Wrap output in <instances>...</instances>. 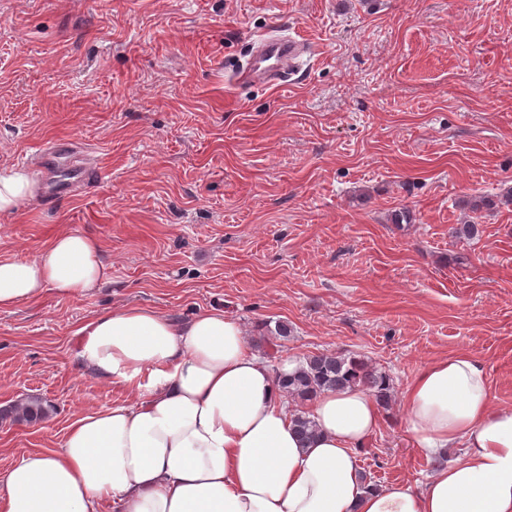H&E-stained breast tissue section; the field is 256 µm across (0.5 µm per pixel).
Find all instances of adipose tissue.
<instances>
[{"label": "adipose tissue", "instance_id": "adipose-tissue-1", "mask_svg": "<svg viewBox=\"0 0 512 512\" xmlns=\"http://www.w3.org/2000/svg\"><path fill=\"white\" fill-rule=\"evenodd\" d=\"M99 239L78 229L33 257L0 250V310L54 292L80 298L108 280ZM78 356L130 401L76 417L59 450L32 452L0 478V512H512V407L495 405L481 361L418 371L403 425L424 455L464 457L414 486L364 482L356 454L380 409L359 388L307 404L302 442L276 372L243 328L212 309L178 324L154 309L95 312Z\"/></svg>", "mask_w": 512, "mask_h": 512}]
</instances>
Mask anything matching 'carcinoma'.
I'll return each instance as SVG.
<instances>
[{"label": "carcinoma", "mask_w": 512, "mask_h": 512, "mask_svg": "<svg viewBox=\"0 0 512 512\" xmlns=\"http://www.w3.org/2000/svg\"><path fill=\"white\" fill-rule=\"evenodd\" d=\"M512 203V189L496 198L480 196L472 200L474 209H492L499 204ZM278 382L287 395L300 402L311 400L321 391L360 387L375 396L382 404H388L392 394L390 376L354 354L319 353L308 355L297 363L289 374H282ZM46 416L42 402L35 399L17 402L0 410V419L36 423Z\"/></svg>", "instance_id": "1"}]
</instances>
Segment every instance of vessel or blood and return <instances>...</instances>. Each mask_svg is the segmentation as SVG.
<instances>
[{
	"label": "vessel or blood",
	"instance_id": "b4317fda",
	"mask_svg": "<svg viewBox=\"0 0 512 512\" xmlns=\"http://www.w3.org/2000/svg\"><path fill=\"white\" fill-rule=\"evenodd\" d=\"M309 51L310 48L304 40L288 35H268L257 43L251 63L238 69L234 79L241 84L263 83L280 86L292 76L299 57ZM62 158L68 161L67 175L50 187L51 192L57 194L68 193L72 182H83L89 178L84 162L73 151L71 144L58 140L48 148L44 162L51 166Z\"/></svg>",
	"mask_w": 512,
	"mask_h": 512
}]
</instances>
